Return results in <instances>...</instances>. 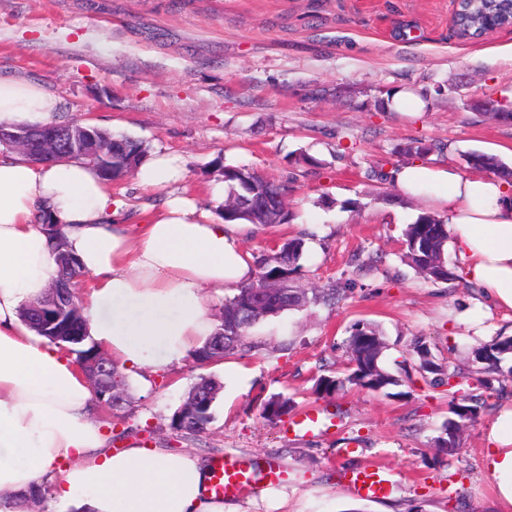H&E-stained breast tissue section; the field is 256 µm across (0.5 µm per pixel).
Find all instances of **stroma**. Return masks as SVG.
I'll return each mask as SVG.
<instances>
[{
  "instance_id": "1",
  "label": "stroma",
  "mask_w": 512,
  "mask_h": 512,
  "mask_svg": "<svg viewBox=\"0 0 512 512\" xmlns=\"http://www.w3.org/2000/svg\"><path fill=\"white\" fill-rule=\"evenodd\" d=\"M452 0H0V76L23 75L62 100L56 118H80L145 142L149 153L179 155L180 176L150 189L135 173L113 182L127 223H143L168 197L226 194L224 168L244 166L286 186L290 223L240 231L253 256L299 233L307 251L298 282L335 284L347 295L266 320L251 331L253 351L211 365L185 356L164 375L128 373L129 403L101 408L112 449L136 440L207 460L231 454L275 463V491L232 499V512H497L482 469L495 412L469 425L454 458L435 440L448 396L423 381L389 395L354 386L318 397L324 362L347 363L352 325H379L382 358L396 376L415 370L406 349L425 337L436 362H469L476 342L512 334V314L493 311L469 325L467 280L432 283L403 260L402 233L425 200L371 178L374 167L408 164L401 144H439L428 163L470 174L463 155L493 154L512 164V123L490 119L488 99L512 110V27L475 41L452 37ZM402 86L425 110L377 109ZM313 164L300 162V154ZM211 376L223 389L212 421L195 435L171 418L189 389ZM286 396L293 418L320 425L290 433L262 404ZM374 465L395 482L383 499L355 495L349 469Z\"/></svg>"
}]
</instances>
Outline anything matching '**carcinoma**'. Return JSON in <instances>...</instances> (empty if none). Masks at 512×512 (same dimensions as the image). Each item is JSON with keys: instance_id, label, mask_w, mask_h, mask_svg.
Returning <instances> with one entry per match:
<instances>
[{"instance_id": "cac0c4a2", "label": "carcinoma", "mask_w": 512, "mask_h": 512, "mask_svg": "<svg viewBox=\"0 0 512 512\" xmlns=\"http://www.w3.org/2000/svg\"><path fill=\"white\" fill-rule=\"evenodd\" d=\"M508 12L499 0H465L459 6L457 27L453 32L460 39L475 37L489 26L508 25ZM113 148L126 152L131 161L117 172L132 171L138 167L147 154L143 142L127 136L110 135ZM439 149V145L422 140H413L403 144L400 152L411 157H425ZM91 158L82 162L91 165L106 180H112V156L96 154L90 149ZM467 164L475 170L489 171L498 177L512 180V167L497 156L484 152L468 154ZM224 182L227 185V197L224 205L244 206V202L257 184H265L285 194L286 188L280 183L267 179L245 167L224 166ZM446 221L438 214L422 212L403 232L404 261L418 274L432 282H447L461 278L456 271L448 267L445 260V248L448 242ZM305 249L304 236L286 240L278 249L270 251L257 261L256 285H247L237 289V293L224 299V309L216 316L214 330L192 356L203 363L213 357L222 358L235 353L249 352L257 345L249 340L251 328L262 320L277 317L285 311L305 306L307 303H327L336 299L338 289L332 288H290L283 294L278 285L283 277H294L300 269ZM84 277L79 262L70 255L59 264L60 283H78ZM60 318L52 327L47 326V316L39 315L36 309L28 306L23 310L24 322L37 335L43 336L60 349L80 356V352L89 353L97 349L95 343L79 351L68 337L78 334L82 324L74 319L71 311L63 306L51 310ZM387 348L380 327L370 322L354 325L346 340L348 363L343 376L322 375L317 379L315 391L328 397L344 389L356 386L372 392H383L390 386H398L402 380L387 372L381 366V358ZM410 351L419 358V372L422 381L428 387H448V405L456 419L443 423L442 433L437 438L440 451L453 457L463 446L465 423H472L491 407L488 399L504 392L506 382L512 378V367L503 370L501 363L512 353V336H498L490 343L478 342L472 347L471 367L461 368L453 363L442 364L431 359L430 344L423 337H417ZM222 384L212 377H202L188 392L186 399L206 395L208 400L200 407L187 413L172 416V425L189 434L204 431L212 419L211 407ZM291 399L282 396L267 400L262 406V414L269 420H280L291 410Z\"/></svg>"}]
</instances>
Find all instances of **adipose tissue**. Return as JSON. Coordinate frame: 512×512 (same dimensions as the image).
I'll list each match as a JSON object with an SVG mask.
<instances>
[{
  "mask_svg": "<svg viewBox=\"0 0 512 512\" xmlns=\"http://www.w3.org/2000/svg\"><path fill=\"white\" fill-rule=\"evenodd\" d=\"M61 107L40 84L0 77V125L46 124ZM393 179L443 212L478 308L512 310V183L421 162ZM122 208L87 164L0 155V501L9 512H29V491L43 482L78 512H225L198 456L136 442L111 450L74 361L22 319L57 275L49 222L89 277L88 334L120 369L163 373L201 345L213 330L211 296L254 275L240 224L175 196L136 231ZM487 441L483 469L500 512H512V410L492 421Z\"/></svg>",
  "mask_w": 512,
  "mask_h": 512,
  "instance_id": "ef3b65f1",
  "label": "adipose tissue"
}]
</instances>
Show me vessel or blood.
I'll list each match as a JSON object with an SVG mask.
<instances>
[{
	"mask_svg": "<svg viewBox=\"0 0 512 512\" xmlns=\"http://www.w3.org/2000/svg\"><path fill=\"white\" fill-rule=\"evenodd\" d=\"M284 478L283 470L268 465L263 471L254 470L243 458L225 456L217 458L212 466L209 491L218 498H235L257 483L277 486ZM351 488L360 496L384 498L391 494L393 484L378 467L366 466L348 475Z\"/></svg>",
	"mask_w": 512,
	"mask_h": 512,
	"instance_id": "vessel-or-blood-1",
	"label": "vessel or blood"
}]
</instances>
